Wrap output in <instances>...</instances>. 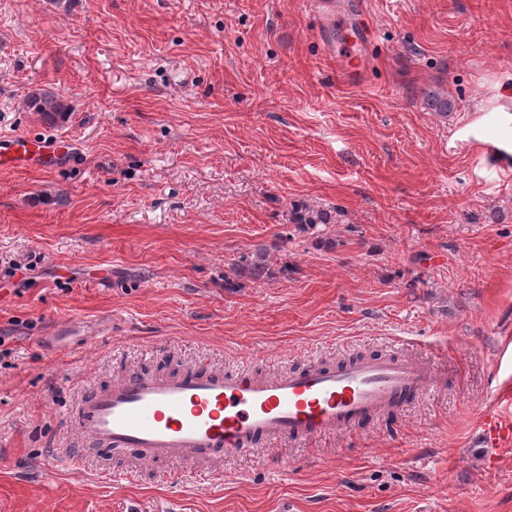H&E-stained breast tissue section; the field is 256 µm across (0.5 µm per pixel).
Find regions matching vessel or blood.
I'll list each match as a JSON object with an SVG mask.
<instances>
[{"instance_id": "obj_1", "label": "vessel or blood", "mask_w": 512, "mask_h": 512, "mask_svg": "<svg viewBox=\"0 0 512 512\" xmlns=\"http://www.w3.org/2000/svg\"><path fill=\"white\" fill-rule=\"evenodd\" d=\"M343 46L327 44L350 82L362 75L365 28ZM435 383L426 366L392 355L315 363L269 377L203 368L179 376L141 374L81 396L71 427L98 449L129 448L143 461L223 459L264 439L309 441L397 407ZM512 443V419L481 408L464 455L489 458Z\"/></svg>"}]
</instances>
